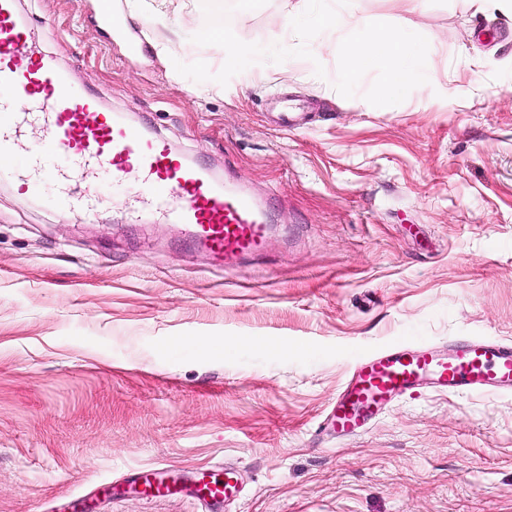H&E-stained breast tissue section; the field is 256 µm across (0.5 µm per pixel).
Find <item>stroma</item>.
<instances>
[{
  "mask_svg": "<svg viewBox=\"0 0 512 512\" xmlns=\"http://www.w3.org/2000/svg\"><path fill=\"white\" fill-rule=\"evenodd\" d=\"M424 35L436 76L385 107L319 64H255L199 91L153 0H17L71 81L266 201L263 258L214 265L149 212L136 176L89 166L96 222L52 182L0 177V512H201L119 490L133 468L233 467L211 512H512V395L423 385L361 436L318 424L357 360L391 345L512 342V21L467 0H360ZM281 0L229 21L264 45ZM326 75L318 77L316 66ZM311 113L286 131L279 101ZM52 206L64 207L80 217L92 218L96 215L98 206L95 199L81 195L75 189L64 193H56L47 199Z\"/></svg>",
  "mask_w": 512,
  "mask_h": 512,
  "instance_id": "1",
  "label": "stroma"
}]
</instances>
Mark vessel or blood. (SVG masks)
Here are the masks:
<instances>
[{
    "instance_id": "obj_1",
    "label": "vessel or blood",
    "mask_w": 512,
    "mask_h": 512,
    "mask_svg": "<svg viewBox=\"0 0 512 512\" xmlns=\"http://www.w3.org/2000/svg\"><path fill=\"white\" fill-rule=\"evenodd\" d=\"M39 127L27 177L34 183L55 178L59 158L75 166L95 164L121 178L137 169L143 202L161 221L186 225L193 242L223 264L262 255L272 231L266 210L244 193L228 188L209 168L178 156L148 130L105 111L91 92L73 86L17 13L15 0H0V175L15 176L11 161L24 127ZM50 205L81 217H94L95 199L71 190L49 197ZM430 383L449 394L512 391V343H453L447 351L422 344L390 346L358 360L352 375L325 414L337 437L364 433L375 416L394 400ZM142 489L168 492L177 481L162 468L131 474ZM185 492L209 506L239 491L232 470L216 475L199 468Z\"/></svg>"
}]
</instances>
